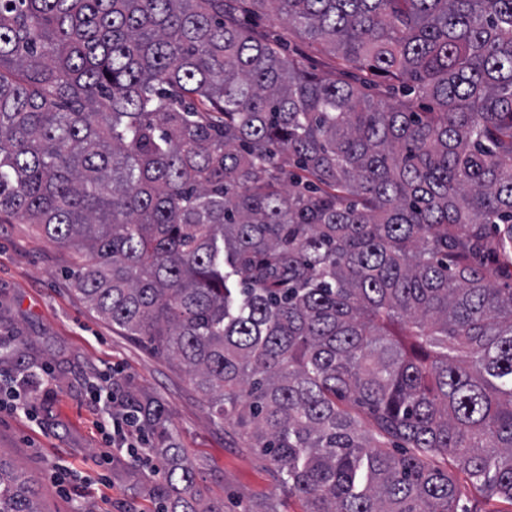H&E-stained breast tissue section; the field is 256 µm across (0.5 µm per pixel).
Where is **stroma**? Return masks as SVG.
<instances>
[{"instance_id": "1", "label": "stroma", "mask_w": 512, "mask_h": 512, "mask_svg": "<svg viewBox=\"0 0 512 512\" xmlns=\"http://www.w3.org/2000/svg\"><path fill=\"white\" fill-rule=\"evenodd\" d=\"M282 34L286 50L308 70L337 76L336 58L300 30L255 18L253 32ZM77 256L35 225L0 220V385L20 379L36 398L35 420L0 413V457L38 486L46 512H159L160 477L116 452L100 461L101 415L89 398L95 378L111 372L120 397L153 399L171 438L192 462L195 481L224 512L260 502L303 512L281 489L275 469L239 430L214 423L185 370L90 308L74 288ZM20 348L13 356L12 348Z\"/></svg>"}]
</instances>
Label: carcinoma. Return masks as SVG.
Wrapping results in <instances>:
<instances>
[{"label": "carcinoma", "instance_id": "cac0c4a2", "mask_svg": "<svg viewBox=\"0 0 512 512\" xmlns=\"http://www.w3.org/2000/svg\"><path fill=\"white\" fill-rule=\"evenodd\" d=\"M2 216L76 249L86 303L304 512H459L436 457L512 512V0H0ZM129 404L164 512H223L164 409ZM0 512H42L2 458ZM252 33L262 35L265 31L275 30L282 34L286 43V52L301 60L308 70L327 77L340 78L336 69V58L327 47L316 41L308 39L300 30L289 28L288 25L266 15L255 19Z\"/></svg>", "mask_w": 512, "mask_h": 512}]
</instances>
